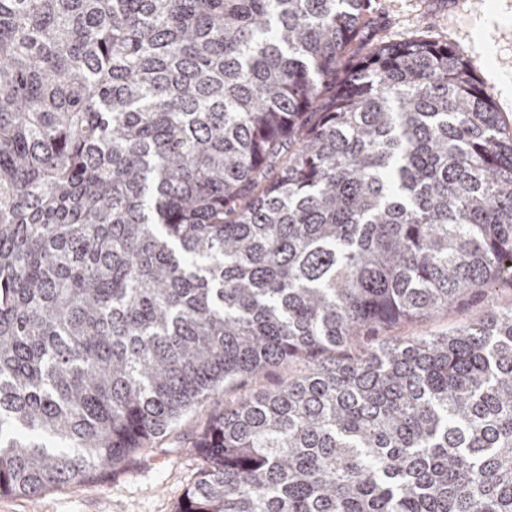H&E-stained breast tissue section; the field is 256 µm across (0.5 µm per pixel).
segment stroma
Masks as SVG:
<instances>
[{
    "mask_svg": "<svg viewBox=\"0 0 512 512\" xmlns=\"http://www.w3.org/2000/svg\"><path fill=\"white\" fill-rule=\"evenodd\" d=\"M420 37L451 44L474 65V75L512 132V0H369L364 35L354 52ZM512 308V285L492 286L430 318L387 329L394 341L434 336ZM243 379L184 414L168 435L119 466L102 467L83 482L35 498L0 495V512H176L203 460L197 437L225 401L259 390Z\"/></svg>",
    "mask_w": 512,
    "mask_h": 512,
    "instance_id": "35a3bbf8",
    "label": "stroma"
}]
</instances>
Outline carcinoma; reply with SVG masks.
<instances>
[{
	"instance_id": "obj_1",
	"label": "carcinoma",
	"mask_w": 512,
	"mask_h": 512,
	"mask_svg": "<svg viewBox=\"0 0 512 512\" xmlns=\"http://www.w3.org/2000/svg\"><path fill=\"white\" fill-rule=\"evenodd\" d=\"M366 0H0V494L219 387L178 512H512V138L469 62L351 58ZM512 307V285L502 283L484 289L469 297L456 307L448 308V312H440L430 318L415 323H402L382 333V339L393 342L416 336H434L444 334L462 325L484 319L491 310H508Z\"/></svg>"
}]
</instances>
